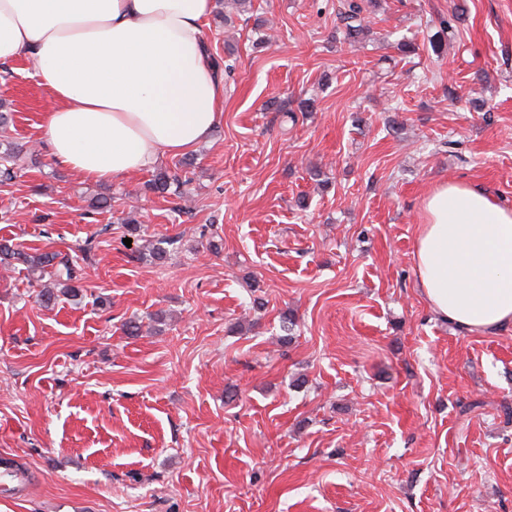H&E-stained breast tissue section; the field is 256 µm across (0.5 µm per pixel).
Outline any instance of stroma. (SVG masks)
Listing matches in <instances>:
<instances>
[{
  "mask_svg": "<svg viewBox=\"0 0 512 512\" xmlns=\"http://www.w3.org/2000/svg\"><path fill=\"white\" fill-rule=\"evenodd\" d=\"M216 4L224 111L154 170L54 166L31 61L0 66V239L85 286L46 308L0 266V458L25 474L0 512H512V326L444 321L413 262L435 186L512 207V0H376L356 43L339 0Z\"/></svg>",
  "mask_w": 512,
  "mask_h": 512,
  "instance_id": "35a3bbf8",
  "label": "stroma"
}]
</instances>
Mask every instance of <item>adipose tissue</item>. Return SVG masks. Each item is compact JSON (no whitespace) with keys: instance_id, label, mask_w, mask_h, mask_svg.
Returning <instances> with one entry per match:
<instances>
[{"instance_id":"ef3b65f1","label":"adipose tissue","mask_w":512,"mask_h":512,"mask_svg":"<svg viewBox=\"0 0 512 512\" xmlns=\"http://www.w3.org/2000/svg\"><path fill=\"white\" fill-rule=\"evenodd\" d=\"M215 0H0V63L35 61L53 105L52 162L93 181L149 169L206 141L224 75L205 25ZM415 271L432 309L470 332L512 325V209L445 183L423 202Z\"/></svg>"}]
</instances>
